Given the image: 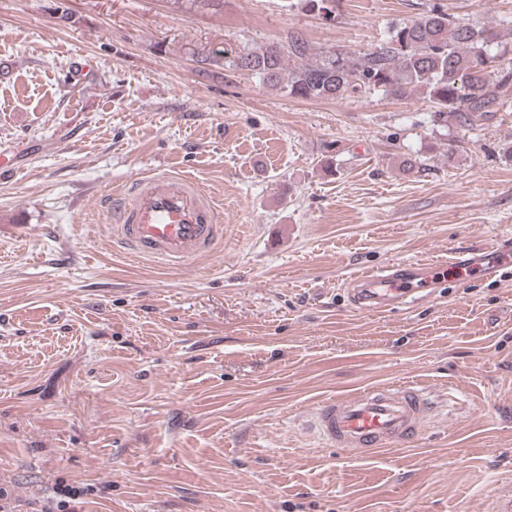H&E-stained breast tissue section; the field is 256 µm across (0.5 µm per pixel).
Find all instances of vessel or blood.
Instances as JSON below:
<instances>
[{"label": "vessel or blood", "mask_w": 512, "mask_h": 512, "mask_svg": "<svg viewBox=\"0 0 512 512\" xmlns=\"http://www.w3.org/2000/svg\"><path fill=\"white\" fill-rule=\"evenodd\" d=\"M113 220L114 245L168 269L214 254L224 243L213 198L188 175L151 173L138 178L115 204ZM450 262L462 270L496 276L512 263V239L454 250ZM435 280L433 267L398 261L353 277L350 295L361 310L384 311L420 300ZM433 408L425 386L383 384L320 400L310 414V427L328 447L365 452L411 441Z\"/></svg>", "instance_id": "b4317fda"}]
</instances>
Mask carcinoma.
<instances>
[{
  "label": "carcinoma",
  "instance_id": "cac0c4a2",
  "mask_svg": "<svg viewBox=\"0 0 512 512\" xmlns=\"http://www.w3.org/2000/svg\"><path fill=\"white\" fill-rule=\"evenodd\" d=\"M297 3L336 22L340 0H297L289 7ZM284 54L278 43L248 52L211 47L201 72L247 73L272 90L312 101L366 94L402 99L421 92L432 104V122L452 117L471 128L512 107V58L499 50L497 33L456 20L437 3L391 26L379 44L355 59L336 52L286 70Z\"/></svg>",
  "mask_w": 512,
  "mask_h": 512
}]
</instances>
